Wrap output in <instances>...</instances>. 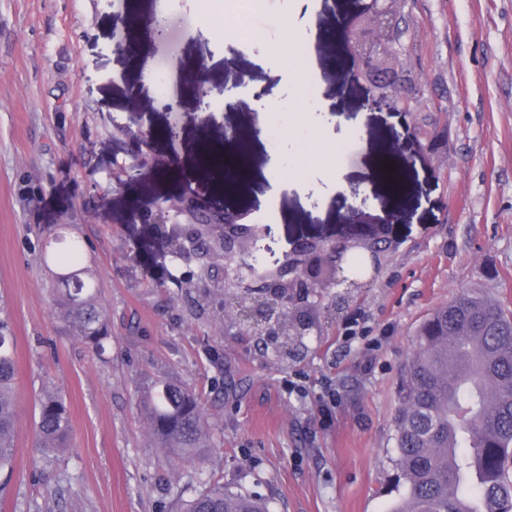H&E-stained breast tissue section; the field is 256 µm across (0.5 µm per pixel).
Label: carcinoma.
<instances>
[{
    "label": "carcinoma",
    "instance_id": "carcinoma-1",
    "mask_svg": "<svg viewBox=\"0 0 512 512\" xmlns=\"http://www.w3.org/2000/svg\"><path fill=\"white\" fill-rule=\"evenodd\" d=\"M59 224L43 243L60 317L95 355L111 339L110 314L80 240ZM196 244L216 240L199 219ZM416 352L399 385L394 421L397 466L406 494L391 512H512V314L474 291L457 294L422 323ZM13 337L0 320V472L16 461L17 405ZM158 447L183 462L215 446L198 397L163 384L148 396ZM35 451L53 465L68 447L71 418L47 386L35 401ZM185 512H268L252 495L205 480Z\"/></svg>",
    "mask_w": 512,
    "mask_h": 512
}]
</instances>
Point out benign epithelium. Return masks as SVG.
<instances>
[{
    "label": "benign epithelium",
    "instance_id": "benign-epithelium-1",
    "mask_svg": "<svg viewBox=\"0 0 512 512\" xmlns=\"http://www.w3.org/2000/svg\"><path fill=\"white\" fill-rule=\"evenodd\" d=\"M404 0H356L358 17L371 30L366 40L358 39L351 25L342 30L344 41L351 45L358 70L370 80L363 104L368 111L387 110L413 115L429 109L432 102L425 97L424 86L412 75L409 67L413 47L401 43L396 24L401 13L398 5ZM174 12L162 9L147 20L151 36L165 39L167 30L176 22ZM391 61L394 70H383V62ZM205 63H199L202 77L192 88L195 111L203 120L215 119L216 99L213 89L203 77ZM132 140L144 142L152 131L136 117L126 125ZM146 168V159L124 166L110 175L116 189ZM353 203L346 207L343 223L358 224L367 206L368 197L360 188L350 190ZM186 215L207 219L218 229L219 243L224 249V304L233 306L236 319L257 336H275L286 342L303 343L314 335L316 321L312 312L330 288L356 287L367 271H376L387 240L382 228L397 220L393 213L376 222L375 229L365 234H349L342 239L312 238L298 242L287 254L271 263L258 255V242L264 229L244 218V211L228 205L208 202L198 187V181L188 180L182 191L158 198L142 220L144 224H159L170 240L173 256L188 252L186 242L191 229L172 223V216Z\"/></svg>",
    "mask_w": 512,
    "mask_h": 512
}]
</instances>
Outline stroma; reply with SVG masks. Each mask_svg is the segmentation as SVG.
<instances>
[{
  "label": "stroma",
  "mask_w": 512,
  "mask_h": 512,
  "mask_svg": "<svg viewBox=\"0 0 512 512\" xmlns=\"http://www.w3.org/2000/svg\"><path fill=\"white\" fill-rule=\"evenodd\" d=\"M162 6L0 0V317L15 338L18 398L17 460L0 512H177L202 473L262 497L270 512H389L404 493L397 387L420 324L471 289L512 311V0H406L402 41L415 45L413 73L437 104L413 116L361 112L370 84L340 28L367 29L353 0H315L311 22L332 34L312 71L318 94L335 100L336 115L364 119L337 164L367 194V221L398 219L384 228L380 273L362 288L330 289L317 335L283 356L225 310L223 278L180 287L193 264L171 262L156 247L160 230L138 217L181 191L183 170L205 150L235 171L204 179L206 196L261 216L274 257L301 239L347 233L320 173H307L300 192L267 184L268 132L298 112L222 108L207 125L189 93L202 62L215 90L241 79L293 99L279 67L288 0H270L259 16L229 5L222 28L207 0H175L179 24L153 42L143 20ZM240 17L267 29L268 42L239 43ZM139 100L154 103L142 115L154 136L139 153L166 169L114 190L110 173L131 160L120 126ZM174 122L182 136L173 143L164 130ZM224 125L235 141L225 142ZM388 165L397 183L379 174ZM56 224L74 225L95 262L112 322L103 356L71 339L54 312L41 247ZM162 381L194 391L215 429L203 465L171 466L147 434L143 396ZM48 384L72 423L70 449L52 468L33 443L34 403Z\"/></svg>",
  "instance_id": "35a3bbf8"
}]
</instances>
